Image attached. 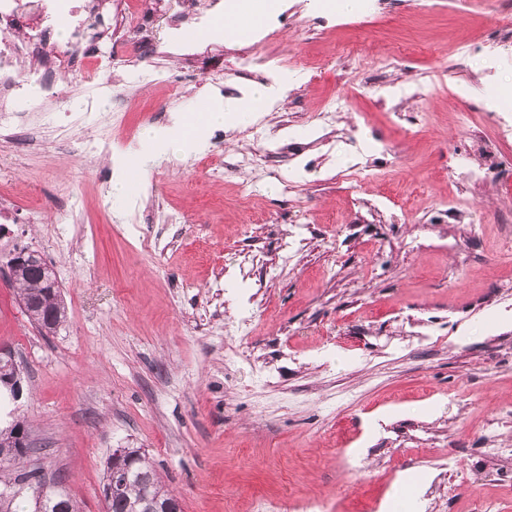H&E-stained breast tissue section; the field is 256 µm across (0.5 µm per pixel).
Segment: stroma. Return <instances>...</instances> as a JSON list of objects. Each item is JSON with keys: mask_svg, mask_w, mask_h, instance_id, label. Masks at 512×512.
<instances>
[{"mask_svg": "<svg viewBox=\"0 0 512 512\" xmlns=\"http://www.w3.org/2000/svg\"><path fill=\"white\" fill-rule=\"evenodd\" d=\"M207 0H146V27L120 26L123 0H102L91 28L63 38L113 48L120 98L85 108V83L63 103L23 95L39 143L0 131V167L20 197L0 224V345L23 393L0 423L25 418L33 447L60 469L79 512H104V461L142 448L183 512H279L297 492L341 512H395L411 479L413 512H512V214L471 189L481 162L475 115L512 102V0H373L368 15L314 0H276L279 38L254 47L195 36L190 62L166 45L174 20ZM475 52L460 58V43ZM288 76L279 111L202 147L150 162L128 197L148 128L170 126L236 82L240 51ZM398 58L380 71L376 58ZM181 76L169 97L149 74ZM391 85L377 96L372 85ZM347 110L315 127L337 89ZM112 134L111 156L79 142ZM382 136L405 163L384 178L342 179L351 149ZM308 143L289 155L290 138ZM253 149L267 169L229 161ZM454 198L465 224L436 213ZM76 223L56 248L60 225ZM138 225L137 235L121 225ZM38 251L60 282L67 319L40 334L16 300L6 257ZM256 312L248 335L238 309ZM359 471L341 469L344 457Z\"/></svg>", "mask_w": 512, "mask_h": 512, "instance_id": "35a3bbf8", "label": "stroma"}]
</instances>
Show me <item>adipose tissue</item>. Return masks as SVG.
<instances>
[{
  "instance_id": "adipose-tissue-1",
  "label": "adipose tissue",
  "mask_w": 512,
  "mask_h": 512,
  "mask_svg": "<svg viewBox=\"0 0 512 512\" xmlns=\"http://www.w3.org/2000/svg\"><path fill=\"white\" fill-rule=\"evenodd\" d=\"M279 90L273 85L255 87L250 96L239 103L221 106L209 103L200 104L196 113L185 115L183 119L166 130H147L145 138L149 144L146 156L141 164H148L157 157L185 148L197 147L205 128L211 126H247L252 124L259 106L274 101Z\"/></svg>"
}]
</instances>
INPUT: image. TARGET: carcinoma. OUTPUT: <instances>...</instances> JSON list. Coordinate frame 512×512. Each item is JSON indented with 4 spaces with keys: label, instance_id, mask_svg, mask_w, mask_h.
<instances>
[{
    "label": "carcinoma",
    "instance_id": "carcinoma-1",
    "mask_svg": "<svg viewBox=\"0 0 512 512\" xmlns=\"http://www.w3.org/2000/svg\"><path fill=\"white\" fill-rule=\"evenodd\" d=\"M18 297L30 301L24 311L32 325L42 334H50L66 319L61 293L50 294L41 287L38 272L25 270V277L16 281ZM128 471V485L104 503L105 512H150L158 510L176 496L166 487L152 462L140 448L129 449L121 462ZM26 473L18 462L0 460V512H25L20 506L22 494L31 489L24 484ZM50 487L31 512H68L72 499L59 488L60 480L49 477Z\"/></svg>",
    "mask_w": 512,
    "mask_h": 512
}]
</instances>
